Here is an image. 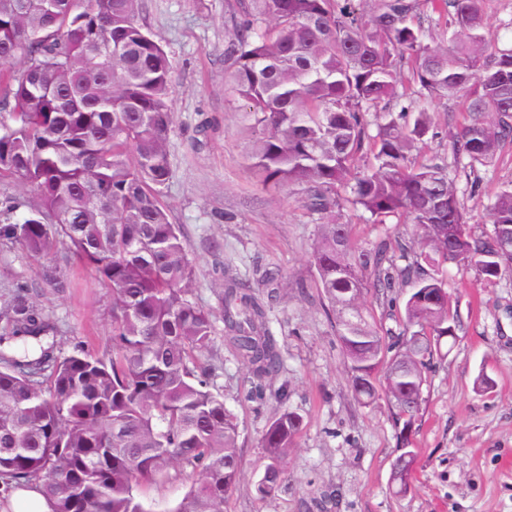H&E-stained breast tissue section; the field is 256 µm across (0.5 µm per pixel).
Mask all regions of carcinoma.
I'll return each mask as SVG.
<instances>
[{
	"instance_id": "carcinoma-1",
	"label": "carcinoma",
	"mask_w": 512,
	"mask_h": 512,
	"mask_svg": "<svg viewBox=\"0 0 512 512\" xmlns=\"http://www.w3.org/2000/svg\"><path fill=\"white\" fill-rule=\"evenodd\" d=\"M244 20L224 52V87L246 136L244 156L266 188L300 186L318 216L313 264L363 402L385 336L362 307L368 286H411L395 336L398 371L383 390L398 430L397 491L410 487L413 431L424 373L456 335L442 262L484 281L512 269V184L487 205L490 229L472 232L461 177L512 143V49L498 50L486 0H242ZM139 0H0V180L35 192L0 200V241L40 265L58 292L69 287L51 259L64 244L112 292V354H58L43 341L53 319L28 296L0 308V346L32 339L36 357L0 351V502L35 487L51 512H148L138 491L174 467L199 479L170 512H224L240 479L238 425L213 391L203 357L214 315L192 294L195 269L163 188L172 67L139 22ZM449 34L429 42L423 9ZM430 99L460 98L470 120L448 134L453 164L413 151L432 113L404 100L401 71ZM369 155L365 167L357 161ZM371 224L406 214L426 251L386 242L359 251L344 210ZM257 267L228 279L224 331L262 382L282 360L267 328L273 285ZM302 426L285 411L261 438L269 464L256 486L278 489L282 462Z\"/></svg>"
}]
</instances>
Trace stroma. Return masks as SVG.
Returning <instances> with one entry per match:
<instances>
[{"label": "stroma", "mask_w": 512, "mask_h": 512, "mask_svg": "<svg viewBox=\"0 0 512 512\" xmlns=\"http://www.w3.org/2000/svg\"><path fill=\"white\" fill-rule=\"evenodd\" d=\"M238 0H140L139 20L163 46L172 65L171 178L163 190L195 266L192 293L213 312L214 342L205 355L210 382L238 424L241 477L224 512H512V272L493 283L453 262L439 269L457 314V336L425 372L417 416V462L410 489L391 482L397 429L386 398L357 401L350 372L312 264L315 215L299 187L263 188L248 166L239 115L224 88V49L242 16ZM435 137L419 157L446 154L449 130L468 120L461 100L426 99ZM479 185H459L474 233L486 229V205L512 183V145L478 170ZM361 250L400 241L421 251L407 218L367 223L351 214ZM54 264L70 281L62 293L40 278L19 248L0 245V306L25 292L54 320L57 348L111 352L112 294L95 273L60 246ZM280 271L283 284L268 312L282 370L255 384L224 332L221 298L226 274L249 276L255 265ZM409 286L389 294L369 290L365 308L389 332L401 326ZM492 386L478 388L479 378ZM303 424L283 462L285 480L274 494L256 485L267 459L260 444L277 413ZM184 470L144 489L148 512H170L197 481Z\"/></svg>", "instance_id": "35a3bbf8"}]
</instances>
